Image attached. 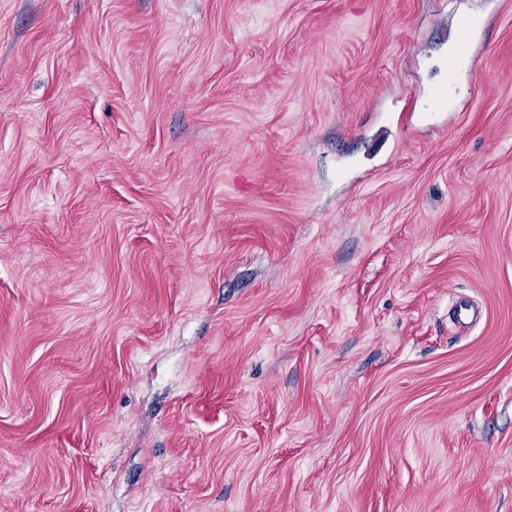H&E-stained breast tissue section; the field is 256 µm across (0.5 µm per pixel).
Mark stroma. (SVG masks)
<instances>
[{
    "label": "stroma",
    "mask_w": 512,
    "mask_h": 512,
    "mask_svg": "<svg viewBox=\"0 0 512 512\" xmlns=\"http://www.w3.org/2000/svg\"><path fill=\"white\" fill-rule=\"evenodd\" d=\"M0 512H512V0H0Z\"/></svg>",
    "instance_id": "stroma-1"
}]
</instances>
